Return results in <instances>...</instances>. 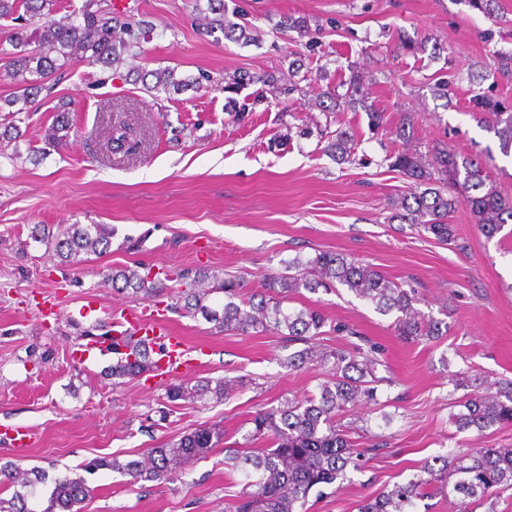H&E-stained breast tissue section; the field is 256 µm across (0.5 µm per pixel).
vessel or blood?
<instances>
[{
  "mask_svg": "<svg viewBox=\"0 0 512 512\" xmlns=\"http://www.w3.org/2000/svg\"><path fill=\"white\" fill-rule=\"evenodd\" d=\"M134 337L157 348L160 354L148 372L149 377H173L185 374L196 367V362L183 337L178 336L160 317L159 312L131 314L122 335L116 336V345H123L125 337Z\"/></svg>",
  "mask_w": 512,
  "mask_h": 512,
  "instance_id": "1",
  "label": "vessel or blood"
}]
</instances>
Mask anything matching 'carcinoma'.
<instances>
[{
    "label": "carcinoma",
    "instance_id": "carcinoma-1",
    "mask_svg": "<svg viewBox=\"0 0 512 512\" xmlns=\"http://www.w3.org/2000/svg\"><path fill=\"white\" fill-rule=\"evenodd\" d=\"M204 15L205 34L221 33L234 42H251L249 21L234 11L228 12L225 0H207ZM54 0H0V18L10 17L21 22L9 36L12 51L4 53L5 76L19 82L20 93L3 103H22L27 109L35 103L48 80L61 71L73 58L80 56L92 65L118 68L123 56L153 39L151 22L120 12L108 0H83L80 8L59 18L52 17ZM238 18L233 22L228 15ZM282 32L295 31L305 36L309 28L302 17L285 15L277 23ZM32 79H27L26 75ZM155 82L147 83L148 77ZM141 81L149 93L179 92L186 82L174 77V70H154L143 74ZM274 82L273 76L240 74L224 82L207 71L199 72L193 84L198 88L223 86L226 92L239 90L249 82ZM474 111L484 116V123L500 142L502 153L512 152V113L502 112L496 104L476 93L472 97ZM345 103H363L360 78L348 83ZM72 123L69 103L58 107L50 133L58 145L69 137ZM355 146L341 131L327 138L323 151L336 161L347 163ZM388 166L412 179L417 190L400 202L405 211L401 218L421 225L440 241L454 239V226L449 214L459 205L471 209L482 233L493 237L512 220V203L488 184V175L481 162L459 156L442 147L431 153L416 149L395 150L385 156ZM465 191L460 195L457 190ZM31 239L54 253L64 265H77L82 255L106 253L112 244V228L104 224H68L57 227L37 224ZM112 288L136 300L174 296L173 309H182L214 324L221 332L241 335L274 332L292 344L302 342L304 348L281 359V365L295 370L313 368L322 371L325 379L318 391L304 398L286 399L280 406L260 412L251 419L253 428L243 435L245 443L258 440L270 447L256 451L227 449L224 465L238 473L245 492L233 506V512H306L310 491L346 479L347 468L359 470L367 456L384 447L376 443L360 448L352 441L340 420L357 406L378 404V384L385 377L377 375L383 353L375 344L362 346L347 342L336 348L318 343L329 323L328 317L314 306L288 308L286 299L306 291L316 294L343 286L355 297L374 306L376 312L396 318L398 335L419 341L433 339L442 333L444 322L425 319L415 304L420 301L416 289L398 283L374 267L350 259L341 253L320 251L315 256H296L284 262V272L270 276L264 288L243 299L240 284L224 279L215 272L195 274L169 270L154 273L141 266L124 267L112 272ZM224 294V305L218 311L209 305L212 294ZM126 351L108 369L114 379H133L150 369L156 352L142 340L128 336ZM248 386L241 376H224L216 381L201 378L193 385L172 383L166 389L169 402H205L223 400ZM460 410L453 423L460 431L474 429L480 433L503 423L512 422V381L498 382L494 393L463 394L458 401ZM219 428H204L171 439L147 450L141 460L121 461L116 457H99L85 465L87 473L110 469L133 482L181 481L188 468L207 457L223 441ZM441 466L425 467L403 483L365 499L358 512H415L416 501L448 491L460 503L471 499L485 500L496 487H512V448H474L451 457H438ZM44 479V472L23 469L17 465L0 466V484L14 488L10 498H0V512H80L81 504L91 495L86 479L77 474L55 479L54 486L41 510L34 509L35 489Z\"/></svg>",
    "mask_w": 512,
    "mask_h": 512
}]
</instances>
